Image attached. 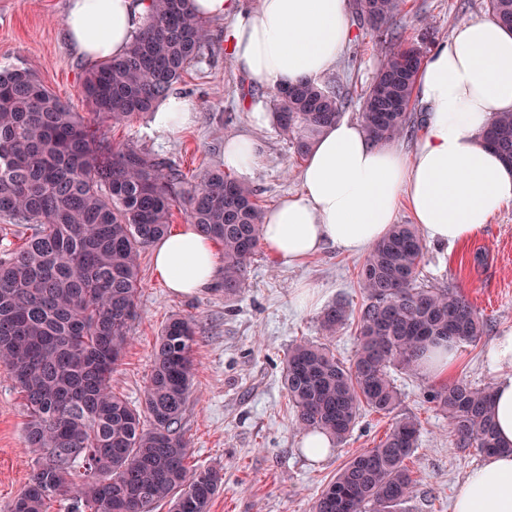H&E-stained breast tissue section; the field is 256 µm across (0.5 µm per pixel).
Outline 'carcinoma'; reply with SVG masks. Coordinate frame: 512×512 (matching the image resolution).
<instances>
[{
	"instance_id": "obj_1",
	"label": "carcinoma",
	"mask_w": 512,
	"mask_h": 512,
	"mask_svg": "<svg viewBox=\"0 0 512 512\" xmlns=\"http://www.w3.org/2000/svg\"><path fill=\"white\" fill-rule=\"evenodd\" d=\"M402 0H357L361 24L396 48L381 59L361 106L376 142L401 137L425 58L394 28ZM490 17L512 30V0H487ZM210 22L191 0H150V12L126 54L97 61L82 79L94 120L72 111L29 70L0 68V216L34 227L0 260V365L22 394L25 446L36 468L12 512H210L222 485L213 468L188 466L178 430L193 387L196 327L175 316L151 350L144 405L112 389V371L131 343L142 288L141 254L170 231L172 209L186 196L190 223L223 251L224 295L237 293L262 245L254 189L220 169L188 192L180 171L155 154L115 143L96 121L114 124L150 112L181 83L210 42ZM273 119L296 157L341 118L335 88L300 81L272 95ZM486 142L512 165V112L499 113ZM424 255L413 224H394L365 257L359 280L367 303L357 317V349L348 365L325 344L299 341L285 354L282 382L302 434L327 435L340 447L366 411L393 416L374 447L354 455L317 495L312 512H402L414 488L407 464L420 422L398 414L391 370L411 371L451 343H474L486 321L451 286L420 281ZM342 303L323 312L334 336L349 324ZM493 389L463 380L429 391L448 415L453 446L501 449Z\"/></svg>"
}]
</instances>
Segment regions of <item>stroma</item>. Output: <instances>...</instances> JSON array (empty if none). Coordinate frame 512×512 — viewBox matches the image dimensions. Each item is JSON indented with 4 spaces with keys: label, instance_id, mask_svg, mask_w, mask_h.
<instances>
[{
    "label": "stroma",
    "instance_id": "35a3bbf8",
    "mask_svg": "<svg viewBox=\"0 0 512 512\" xmlns=\"http://www.w3.org/2000/svg\"><path fill=\"white\" fill-rule=\"evenodd\" d=\"M66 2L0 0V64L31 69L74 111L84 113L88 107L81 83L87 62L66 41ZM487 14L485 0H403L396 24L403 38L424 41L431 50L445 42L458 23ZM233 23L230 17L211 20L212 46L176 87L194 105L192 125L161 135L144 114L120 124L104 123L103 129L112 141L166 158L182 170L189 186L204 171L223 167L228 137L249 135L259 145L249 182L265 212L299 190L303 162L274 124H254L247 112L248 99L267 100L272 91L252 85L227 54L224 39ZM381 56L372 33L354 25L352 42L331 74L348 97L345 119L359 120L362 96ZM140 262L138 317L131 327L132 343L112 375L113 389L131 405L142 406L150 352L161 327L175 314L194 317L193 392L181 431L189 442L192 465L223 471L224 488L210 512H312L317 494L344 463L374 447L391 426L390 418L363 413L345 444L325 458L311 459L302 450L282 385L285 353L298 340L328 343L337 358L352 362L355 325L329 338L320 316L335 302L354 312L364 306L358 283L362 256L328 247L291 266L264 249L252 260L240 292L229 298L218 280L195 294L175 295L156 276L152 251H145ZM420 277L428 284L455 286L487 322L479 341L458 346L454 379L477 387L495 385L497 375L487 366L485 353L496 336L512 328V206L467 242L426 245ZM302 284L316 295L306 309L295 303ZM393 377L401 411L421 423L419 445L409 463L416 485L408 512H453L456 486L484 457L475 451L458 453L448 418L427 403L426 393L439 385V378L420 370L397 371ZM25 420L22 396L0 366V512H10L36 466V456L23 442Z\"/></svg>",
    "mask_w": 512,
    "mask_h": 512
}]
</instances>
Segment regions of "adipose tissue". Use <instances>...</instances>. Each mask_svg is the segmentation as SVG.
Wrapping results in <instances>:
<instances>
[{"instance_id":"1","label":"adipose tissue","mask_w":512,"mask_h":512,"mask_svg":"<svg viewBox=\"0 0 512 512\" xmlns=\"http://www.w3.org/2000/svg\"><path fill=\"white\" fill-rule=\"evenodd\" d=\"M206 18L235 16L226 51L250 82L280 88L331 73L351 40L348 0H193ZM149 10V0H69L65 36L87 60L122 57ZM415 98L425 114L411 150L374 142L363 124L336 121L299 173L301 189L262 218V240L293 264L333 246L358 256L383 238L406 205L425 241L473 238L512 205V166L484 140L500 112H512V31L485 17L459 23L425 58ZM194 118L189 102L161 98L151 126L166 135ZM154 269L169 290L191 295L213 282L212 241L186 224L158 240ZM497 373L493 413L500 451L487 455L456 487L454 512H512V329L488 348Z\"/></svg>"}]
</instances>
